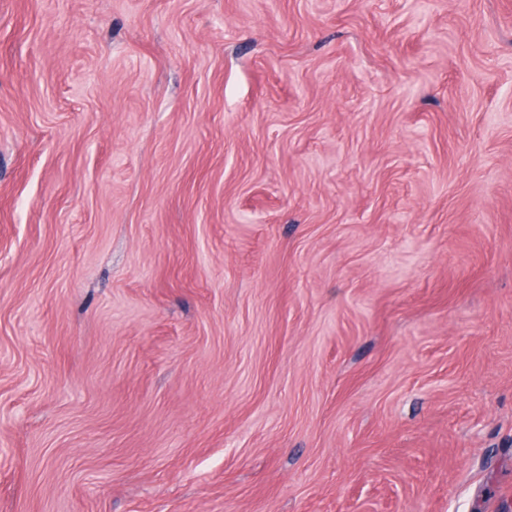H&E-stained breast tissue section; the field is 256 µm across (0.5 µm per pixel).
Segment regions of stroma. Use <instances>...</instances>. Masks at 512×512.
Here are the masks:
<instances>
[{
  "label": "stroma",
  "mask_w": 512,
  "mask_h": 512,
  "mask_svg": "<svg viewBox=\"0 0 512 512\" xmlns=\"http://www.w3.org/2000/svg\"><path fill=\"white\" fill-rule=\"evenodd\" d=\"M0 0V512H512V0Z\"/></svg>",
  "instance_id": "stroma-1"
}]
</instances>
